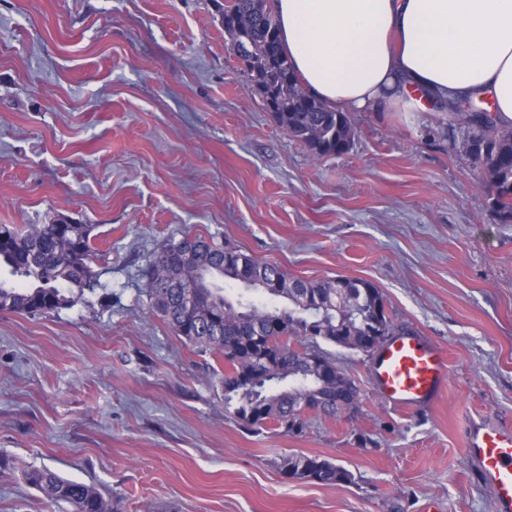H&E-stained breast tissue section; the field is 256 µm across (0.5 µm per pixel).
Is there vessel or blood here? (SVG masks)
<instances>
[{
    "mask_svg": "<svg viewBox=\"0 0 512 512\" xmlns=\"http://www.w3.org/2000/svg\"><path fill=\"white\" fill-rule=\"evenodd\" d=\"M448 371L447 355L426 337L409 332L376 350L372 377L386 402L414 409L437 399ZM464 455L491 488L496 512H512V428L472 421L465 432Z\"/></svg>",
    "mask_w": 512,
    "mask_h": 512,
    "instance_id": "obj_1",
    "label": "vessel or blood"
}]
</instances>
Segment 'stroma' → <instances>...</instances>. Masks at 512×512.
Here are the masks:
<instances>
[{
    "label": "stroma",
    "instance_id": "obj_1",
    "mask_svg": "<svg viewBox=\"0 0 512 512\" xmlns=\"http://www.w3.org/2000/svg\"><path fill=\"white\" fill-rule=\"evenodd\" d=\"M225 0H0V224L92 225L99 288L0 312V512H62L27 466L122 496V512H495L463 453L474 418L512 424V224L438 113L356 112L352 150L316 157L263 105L224 34ZM201 236L305 280L360 278L399 331L448 353V385L408 410L367 354L328 351L361 392L303 432L242 427L210 355L149 308L143 269ZM319 455L353 483L282 475Z\"/></svg>",
    "mask_w": 512,
    "mask_h": 512
}]
</instances>
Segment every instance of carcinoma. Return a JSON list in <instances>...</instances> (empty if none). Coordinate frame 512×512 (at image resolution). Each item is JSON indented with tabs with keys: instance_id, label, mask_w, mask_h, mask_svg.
Masks as SVG:
<instances>
[{
	"instance_id": "1",
	"label": "carcinoma",
	"mask_w": 512,
	"mask_h": 512,
	"mask_svg": "<svg viewBox=\"0 0 512 512\" xmlns=\"http://www.w3.org/2000/svg\"><path fill=\"white\" fill-rule=\"evenodd\" d=\"M273 0H230L224 6V31L262 101L289 135L321 158L348 153L356 129L348 112L311 96L293 72L281 48ZM479 95L442 103L438 134L482 172L490 209L500 224H512V129L496 123L495 113L480 112ZM88 224L0 226L13 252L0 254L9 274L33 282L16 287L0 280V309L30 316L74 306L94 290ZM190 238L161 246L143 276L152 311L175 336L199 352L223 362L209 381L224 393V411L249 429L273 423L285 432H301L304 414L335 416L356 410L359 389L319 342L363 351L373 336L396 335L386 299L371 282L358 278L309 281L284 273L276 264L198 237L204 251L186 257ZM228 278L246 289H268L288 306H258L233 301L212 279ZM205 295L183 316L184 292ZM282 474L325 486L350 484L353 474L319 456L293 453L283 458ZM23 482L69 512H120V498L105 496L92 483L67 479L48 466L29 467Z\"/></svg>"
}]
</instances>
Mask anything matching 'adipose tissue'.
<instances>
[{
  "instance_id": "adipose-tissue-1",
  "label": "adipose tissue",
  "mask_w": 512,
  "mask_h": 512,
  "mask_svg": "<svg viewBox=\"0 0 512 512\" xmlns=\"http://www.w3.org/2000/svg\"><path fill=\"white\" fill-rule=\"evenodd\" d=\"M303 87L354 112L479 92L512 127V0H275Z\"/></svg>"
}]
</instances>
